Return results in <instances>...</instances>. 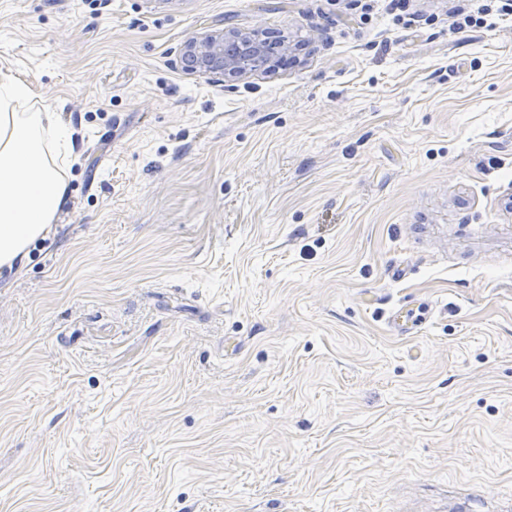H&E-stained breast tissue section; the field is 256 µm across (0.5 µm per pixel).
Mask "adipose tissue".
<instances>
[{
    "label": "adipose tissue",
    "instance_id": "obj_1",
    "mask_svg": "<svg viewBox=\"0 0 512 512\" xmlns=\"http://www.w3.org/2000/svg\"><path fill=\"white\" fill-rule=\"evenodd\" d=\"M29 99L25 85L0 78V267L24 263L68 202V175L55 157L73 155L74 131L51 108L24 111Z\"/></svg>",
    "mask_w": 512,
    "mask_h": 512
}]
</instances>
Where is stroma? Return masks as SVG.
Here are the masks:
<instances>
[{"label":"stroma","mask_w":512,"mask_h":512,"mask_svg":"<svg viewBox=\"0 0 512 512\" xmlns=\"http://www.w3.org/2000/svg\"><path fill=\"white\" fill-rule=\"evenodd\" d=\"M502 4L0 0L76 155L0 269V512H512ZM228 27L298 58L183 68Z\"/></svg>","instance_id":"stroma-1"}]
</instances>
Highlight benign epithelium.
<instances>
[{
  "label": "benign epithelium",
  "mask_w": 512,
  "mask_h": 512,
  "mask_svg": "<svg viewBox=\"0 0 512 512\" xmlns=\"http://www.w3.org/2000/svg\"><path fill=\"white\" fill-rule=\"evenodd\" d=\"M273 54L269 33L231 28L191 37L182 60L195 72L229 82L268 68Z\"/></svg>",
  "instance_id": "benign-epithelium-1"
}]
</instances>
